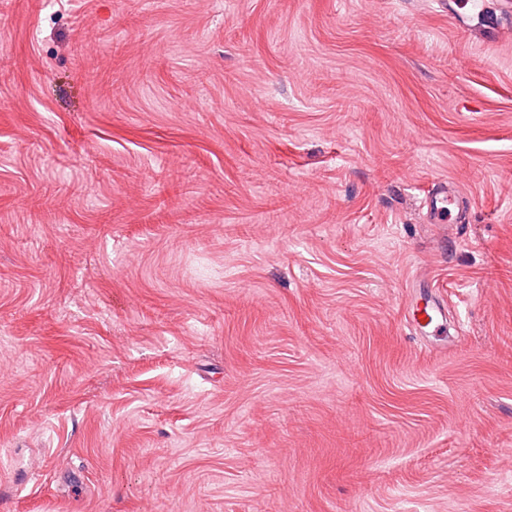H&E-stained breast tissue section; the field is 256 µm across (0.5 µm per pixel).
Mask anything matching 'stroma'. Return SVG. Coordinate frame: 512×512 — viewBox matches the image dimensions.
<instances>
[{
    "instance_id": "35a3bbf8",
    "label": "stroma",
    "mask_w": 512,
    "mask_h": 512,
    "mask_svg": "<svg viewBox=\"0 0 512 512\" xmlns=\"http://www.w3.org/2000/svg\"><path fill=\"white\" fill-rule=\"evenodd\" d=\"M463 2L0 0V512H512V36ZM456 192V187L452 182H445L436 194L428 196L425 201L428 219L438 224L446 223L447 209L449 210V206L455 201Z\"/></svg>"
}]
</instances>
